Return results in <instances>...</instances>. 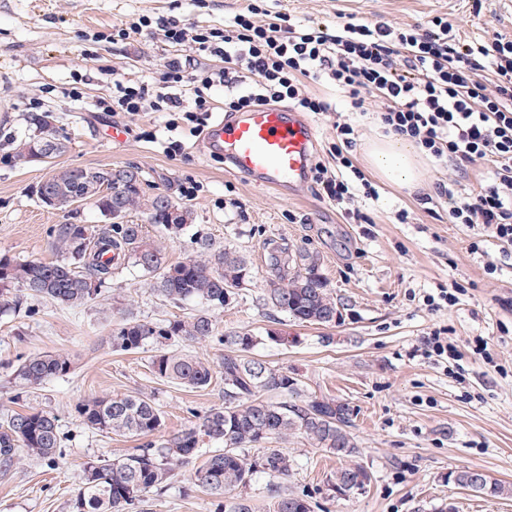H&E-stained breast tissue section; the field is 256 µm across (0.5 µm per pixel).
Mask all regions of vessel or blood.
<instances>
[{"instance_id": "obj_1", "label": "vessel or blood", "mask_w": 512, "mask_h": 512, "mask_svg": "<svg viewBox=\"0 0 512 512\" xmlns=\"http://www.w3.org/2000/svg\"><path fill=\"white\" fill-rule=\"evenodd\" d=\"M315 142L316 128L305 114L271 106L217 117L202 149L223 156L250 183L289 196L309 177Z\"/></svg>"}]
</instances>
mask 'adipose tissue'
Here are the masks:
<instances>
[{
	"label": "adipose tissue",
	"mask_w": 512,
	"mask_h": 512,
	"mask_svg": "<svg viewBox=\"0 0 512 512\" xmlns=\"http://www.w3.org/2000/svg\"><path fill=\"white\" fill-rule=\"evenodd\" d=\"M364 160L380 179L395 186L414 188L425 176L420 148L403 136L390 135L366 144Z\"/></svg>",
	"instance_id": "ef3b65f1"
}]
</instances>
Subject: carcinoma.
I'll return each mask as SVG.
<instances>
[{"instance_id":"carcinoma-1","label":"carcinoma","mask_w":512,"mask_h":512,"mask_svg":"<svg viewBox=\"0 0 512 512\" xmlns=\"http://www.w3.org/2000/svg\"><path fill=\"white\" fill-rule=\"evenodd\" d=\"M37 133L22 140L18 154L31 157L45 140L55 142L57 154L67 140L53 125L49 112L33 118ZM40 202L51 198L52 208L66 209L87 200L113 224L98 231L87 224H58L53 229L59 259L51 262H14L0 257V314L19 306L11 297L20 286L32 297L75 308L94 300L112 276L114 264H128L151 275L152 289L166 301L197 302L205 309L173 320L148 322L130 314L112 328V347L125 352L151 349L152 371L160 378L187 388L208 386L211 365L176 346H191L217 339L234 351L224 354V406L213 408L198 426L159 442L147 441L117 458H100L85 464L74 491L70 512H142L149 493L164 487L175 469L199 457L203 439L222 445L198 465L194 486L219 500V512H250L246 499L230 501L226 494L245 489L255 475L281 478L290 473L293 460L278 448L260 455L254 448L293 435L312 447L323 448L345 464L331 478L333 491L351 490L371 480L364 466L353 462L358 446L349 431V409L334 398L301 393L300 382L288 372L246 356L255 345L248 332L217 335L210 308H222L252 282L247 258L217 247L209 240L197 242L199 255L181 262L166 259L146 231L145 224H125L123 219L141 211L146 224L161 233L177 234L190 225L192 212L164 194L146 195L138 170L70 167L37 189ZM269 276L265 300L275 311L301 322L329 325L336 321V299L321 272V258L312 251L269 240L264 243ZM72 361L63 354L44 352L24 359L15 376L31 387L65 376ZM274 394L279 400L263 398ZM83 423L101 433L149 437L160 431V412L138 394L94 398L77 408ZM61 431L57 417L31 409L15 412L0 427V468L8 472L21 449L53 462L59 456ZM448 482L491 497H511L512 484L476 469L448 473ZM272 512H310L304 495L270 486Z\"/></svg>"}]
</instances>
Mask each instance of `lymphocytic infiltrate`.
Instances as JSON below:
<instances>
[{
  "label": "lymphocytic infiltrate",
  "mask_w": 512,
  "mask_h": 512,
  "mask_svg": "<svg viewBox=\"0 0 512 512\" xmlns=\"http://www.w3.org/2000/svg\"><path fill=\"white\" fill-rule=\"evenodd\" d=\"M157 28L164 42L224 60L218 70L170 60L156 86L114 81L112 99L101 102V110L130 119L169 113L164 152L182 151L184 138L203 132L216 89H223L228 112L286 101L298 111L326 115L335 103L310 87L331 86L352 109L371 112L385 133L413 139L435 162L458 171L487 164L489 175L477 189L461 193L452 179L438 184L437 195L448 201L449 223L480 226L512 246V40H468L439 16L424 29L351 15L333 25L304 24L279 12L267 16L259 0H248L221 28L174 22ZM487 70L494 74L489 83L482 79ZM333 127L330 160L312 169L318 197L343 205L358 187L375 197L352 160L355 128L342 120Z\"/></svg>",
  "instance_id": "obj_1"
}]
</instances>
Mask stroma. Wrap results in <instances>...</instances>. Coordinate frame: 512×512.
Instances as JSON below:
<instances>
[{
  "label": "stroma",
  "instance_id": "35a3bbf8",
  "mask_svg": "<svg viewBox=\"0 0 512 512\" xmlns=\"http://www.w3.org/2000/svg\"><path fill=\"white\" fill-rule=\"evenodd\" d=\"M245 0H0V256L15 261H53L52 230L72 222L99 228L106 220L88 203L54 210L39 203L36 189L50 173L69 167L138 168L147 194L164 193L192 212L191 224L159 241L169 262L196 252L210 239L245 255L253 281L229 305L212 310L219 333L242 331L257 343L251 358L287 371L309 396L348 406L349 430L358 463L371 474L363 494L346 499L329 487L336 457L304 440L277 446L294 460L281 489L311 496L314 512H512V497L493 498L449 484L448 474L480 469L512 483V254L492 238L448 221L446 210L421 204L446 181L445 166L425 160L417 192L374 180L378 199L351 201L368 223L349 220L343 208L319 200L312 184L293 196L253 185L187 144L168 155L143 131L163 126L165 113L130 120L98 111L111 100L112 80L158 84L166 61L187 56V47L153 36L129 39L119 31L142 18L176 21L202 29L223 26ZM265 9L301 19L333 22L354 15L392 24L421 23L436 15L455 21L466 39L512 40V0H266ZM80 99H72L70 90ZM52 113L69 140L65 153L48 163L21 159L17 142L32 134L31 117ZM126 131L115 142L112 126ZM195 183L188 201L181 188ZM408 211L409 221L397 220ZM314 251L339 307L329 326L299 323L271 311L262 300L266 240ZM494 274H487L488 264ZM457 285V303L431 309L425 296ZM0 316V418L41 409L56 415L63 433L57 464L20 453L8 475L0 474V512H69L86 462L115 458L142 445L136 436L107 435L83 424L78 403L116 394L152 400L173 436L196 426L207 411L224 404L225 347L194 345L213 366L210 385L190 389L157 378L146 352L113 350L112 328L123 314L158 322L198 311L195 303L174 306L151 288L150 275L134 267L113 270L95 300L65 308L25 295ZM443 327L459 361L441 362L423 349L431 330ZM487 355L473 353L476 341ZM40 352L68 355L71 372L30 388L14 376L21 360ZM193 464L177 468L163 490L151 494L146 512H215L214 499L191 485Z\"/></svg>",
  "mask_w": 512,
  "mask_h": 512
}]
</instances>
